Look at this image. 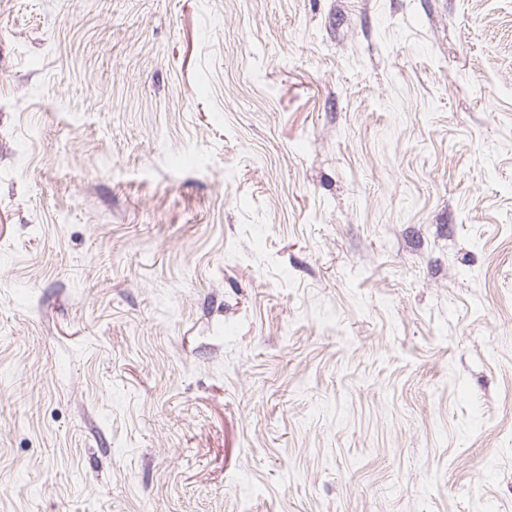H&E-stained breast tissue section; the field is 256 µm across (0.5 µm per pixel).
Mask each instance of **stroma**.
I'll return each instance as SVG.
<instances>
[{
	"instance_id": "1",
	"label": "stroma",
	"mask_w": 512,
	"mask_h": 512,
	"mask_svg": "<svg viewBox=\"0 0 512 512\" xmlns=\"http://www.w3.org/2000/svg\"><path fill=\"white\" fill-rule=\"evenodd\" d=\"M0 512H512V0H0Z\"/></svg>"
}]
</instances>
